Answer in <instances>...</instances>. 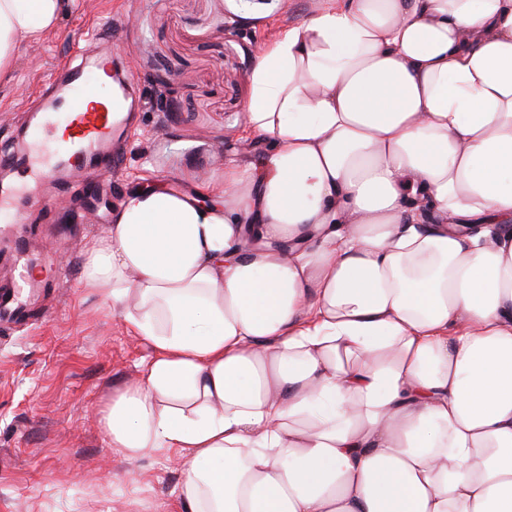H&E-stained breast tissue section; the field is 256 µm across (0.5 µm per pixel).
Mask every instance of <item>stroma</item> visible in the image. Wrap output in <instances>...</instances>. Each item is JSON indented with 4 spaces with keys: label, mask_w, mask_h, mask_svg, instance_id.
I'll return each mask as SVG.
<instances>
[{
    "label": "stroma",
    "mask_w": 512,
    "mask_h": 512,
    "mask_svg": "<svg viewBox=\"0 0 512 512\" xmlns=\"http://www.w3.org/2000/svg\"><path fill=\"white\" fill-rule=\"evenodd\" d=\"M321 2L69 0L57 26L20 49L12 80L0 82V142L106 29L139 106L97 208L73 186V219L57 206L26 211L28 251L0 245L11 253L0 281L14 283L23 265L51 278L26 296L35 325L0 332V512H178L179 455L133 460L108 445L102 411L154 349L103 290L85 285L82 258L129 188L163 185L206 201L222 181L219 154L259 163L267 145L246 127L250 71L266 44Z\"/></svg>",
    "instance_id": "stroma-1"
}]
</instances>
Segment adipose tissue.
Listing matches in <instances>:
<instances>
[{
  "label": "adipose tissue",
  "instance_id": "1",
  "mask_svg": "<svg viewBox=\"0 0 512 512\" xmlns=\"http://www.w3.org/2000/svg\"><path fill=\"white\" fill-rule=\"evenodd\" d=\"M67 0H0V81ZM259 166L124 196L82 274L155 348L102 417L183 512H512V0H324Z\"/></svg>",
  "mask_w": 512,
  "mask_h": 512
}]
</instances>
